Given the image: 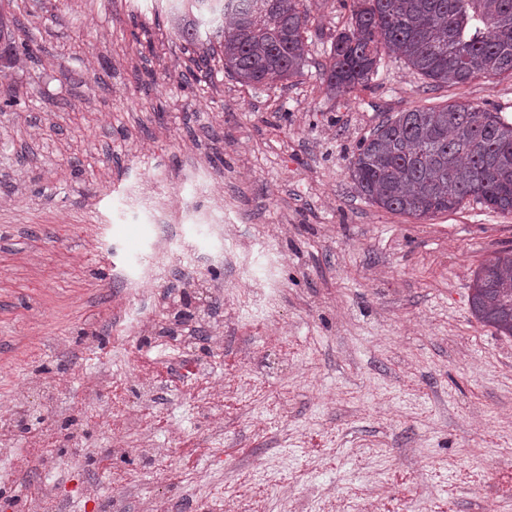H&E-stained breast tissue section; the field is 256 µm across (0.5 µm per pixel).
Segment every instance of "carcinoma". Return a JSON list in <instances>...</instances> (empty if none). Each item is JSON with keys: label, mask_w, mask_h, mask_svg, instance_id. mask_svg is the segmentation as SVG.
I'll return each mask as SVG.
<instances>
[{"label": "carcinoma", "mask_w": 512, "mask_h": 512, "mask_svg": "<svg viewBox=\"0 0 512 512\" xmlns=\"http://www.w3.org/2000/svg\"><path fill=\"white\" fill-rule=\"evenodd\" d=\"M174 5L177 35L198 40L215 28L224 70L241 84L270 86L301 71L310 21L302 0H186ZM349 29L331 44L322 80L332 92L366 88L386 53L437 85L512 75V0H353ZM0 67L29 52L5 35ZM360 192L415 218L455 210L467 197L512 214V122L496 112L448 104L400 112L381 122L353 161ZM479 322L512 337V249L485 260L469 299Z\"/></svg>", "instance_id": "carcinoma-1"}]
</instances>
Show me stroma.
<instances>
[{
	"mask_svg": "<svg viewBox=\"0 0 512 512\" xmlns=\"http://www.w3.org/2000/svg\"><path fill=\"white\" fill-rule=\"evenodd\" d=\"M304 3V69L268 88L215 59L197 78L206 48L175 35L166 0H0L30 36L0 73L15 102L0 112V363H20L0 374L15 448L0 512H28L22 485L85 474L104 497L132 480L175 501L195 475L208 512L230 494L249 512H325L328 483L390 512H512V338L469 303L474 272L512 247V214L468 198L419 220L352 176L397 113L470 104L512 121V77L434 86L386 55L369 89L332 94L320 73L352 2ZM137 255L154 259L156 319L199 313L194 292L214 289L223 349L120 330ZM183 355L207 384L170 381ZM50 386L48 420L35 407ZM142 438L156 457L134 454ZM188 442L203 450L189 468ZM105 450L104 474L90 460Z\"/></svg>",
	"mask_w": 512,
	"mask_h": 512,
	"instance_id": "stroma-1",
	"label": "stroma"
}]
</instances>
